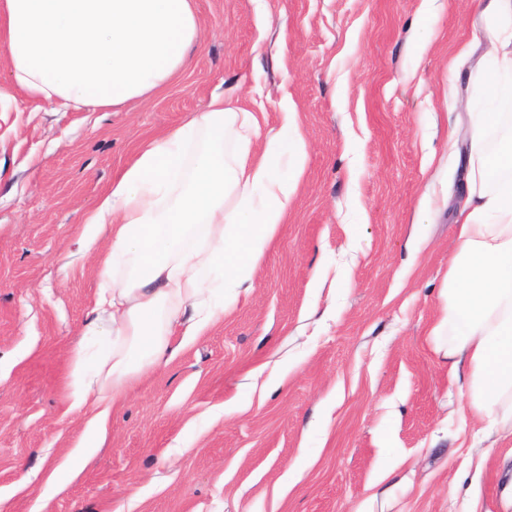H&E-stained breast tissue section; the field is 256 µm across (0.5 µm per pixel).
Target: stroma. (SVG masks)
I'll use <instances>...</instances> for the list:
<instances>
[{
  "mask_svg": "<svg viewBox=\"0 0 512 512\" xmlns=\"http://www.w3.org/2000/svg\"><path fill=\"white\" fill-rule=\"evenodd\" d=\"M478 0H193L186 70L103 112H0V512H501L512 437L476 438L429 340L477 95ZM466 53L458 78L448 63ZM308 160L247 299L106 419L74 410L92 316L85 214L213 94Z\"/></svg>",
  "mask_w": 512,
  "mask_h": 512,
  "instance_id": "35a3bbf8",
  "label": "stroma"
}]
</instances>
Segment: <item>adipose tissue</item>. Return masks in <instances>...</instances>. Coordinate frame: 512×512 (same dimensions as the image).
I'll use <instances>...</instances> for the list:
<instances>
[{"label": "adipose tissue", "mask_w": 512, "mask_h": 512, "mask_svg": "<svg viewBox=\"0 0 512 512\" xmlns=\"http://www.w3.org/2000/svg\"><path fill=\"white\" fill-rule=\"evenodd\" d=\"M488 35L471 75L487 108L470 107L469 190L457 218L442 316L430 336L465 382L467 411L483 433L512 435V0H485ZM193 0H0L8 85L50 110H109L152 94L184 70L200 39ZM307 163L296 113L263 132L241 106L205 111L144 145L84 221L105 238L101 286L84 336L111 342V357L73 349L75 406L119 407L144 370L213 326L207 298L250 292L260 259L288 214Z\"/></svg>", "instance_id": "1"}]
</instances>
